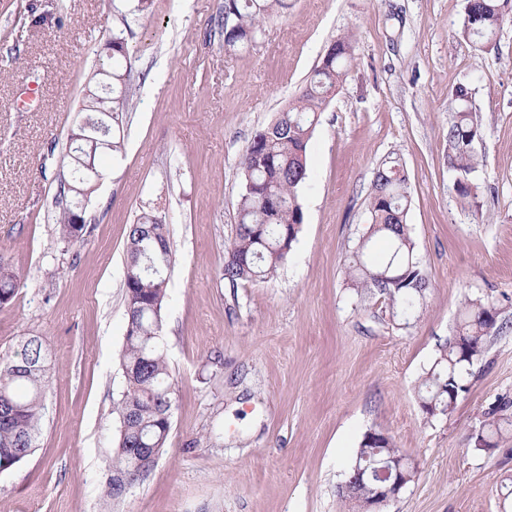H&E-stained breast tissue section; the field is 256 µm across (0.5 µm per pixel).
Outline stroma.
Masks as SVG:
<instances>
[{"label":"stroma","mask_w":512,"mask_h":512,"mask_svg":"<svg viewBox=\"0 0 512 512\" xmlns=\"http://www.w3.org/2000/svg\"><path fill=\"white\" fill-rule=\"evenodd\" d=\"M128 7L0 0V254L23 274L0 308V351L38 336L52 359L37 447L0 473V512H343L339 487L372 429L417 465L383 512H512V441L470 450L488 404L512 395V332L487 339L450 414L427 417L416 394L465 301L512 315V21L479 50L460 34L465 0H288L228 55L224 0H146L126 35L123 149L67 243L52 219L70 133ZM346 35L355 55L309 141L298 239L272 277L228 288L240 159ZM35 78L32 109L21 94ZM461 83L481 125L476 208L444 162ZM387 157L408 175L407 222L434 285L408 329L348 280ZM145 212L171 229L162 335L177 397L164 453L112 501L126 234Z\"/></svg>","instance_id":"1"}]
</instances>
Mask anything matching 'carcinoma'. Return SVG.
I'll return each instance as SVG.
<instances>
[{
    "instance_id": "carcinoma-1",
    "label": "carcinoma",
    "mask_w": 512,
    "mask_h": 512,
    "mask_svg": "<svg viewBox=\"0 0 512 512\" xmlns=\"http://www.w3.org/2000/svg\"><path fill=\"white\" fill-rule=\"evenodd\" d=\"M462 37L476 45L489 42L509 16V0H469ZM287 8L283 0H224V51L235 54L249 47L257 29ZM125 30L112 32V56L94 77L112 81V92H94L83 103L107 127L98 147L95 166L102 176L110 171L112 154L120 151L116 129L128 111L126 76L128 50ZM355 54L351 37L334 42L305 86L270 124L258 130L240 161L243 190L237 207V224L224 245L223 279L235 288L242 281H263L287 260L303 224L300 189L307 178L308 142L319 122L327 95L346 75V64ZM456 104L448 124L445 162L456 175L455 189L464 205L477 203L479 186L473 174L480 166L475 142L481 127L469 106V88L452 92ZM72 186L87 192H72V203L56 219V233L68 243L82 238L86 225L75 223L82 198H91L96 178L68 157ZM409 180L395 160L376 168L369 200L370 224L352 252L349 277L362 298H381L391 320L403 329L411 327L433 288L427 267L416 251L407 215ZM381 240L385 250L373 255V243ZM173 250L169 225L150 213L142 214L127 232L124 289L126 333L119 354L125 389L117 405L120 442L111 460L112 470L130 471L136 463L133 451L164 448L175 404V383L169 370L162 336L161 310L167 297V273ZM18 268L0 256V307L13 302L21 282ZM512 330V320L493 302L480 299L464 303L456 337L448 340L417 386L421 407L429 417L451 413L470 389L476 356L484 353L487 337ZM47 352L42 340L32 336L17 347L0 351V466H13L31 455L45 410L44 392L49 383ZM479 430L471 437L475 452H488L512 439V397L495 398L485 409ZM490 448H485V445ZM383 454L400 466L407 482L416 467L394 443L382 438ZM376 485L365 482L352 496L340 495L348 512H368Z\"/></svg>"
}]
</instances>
